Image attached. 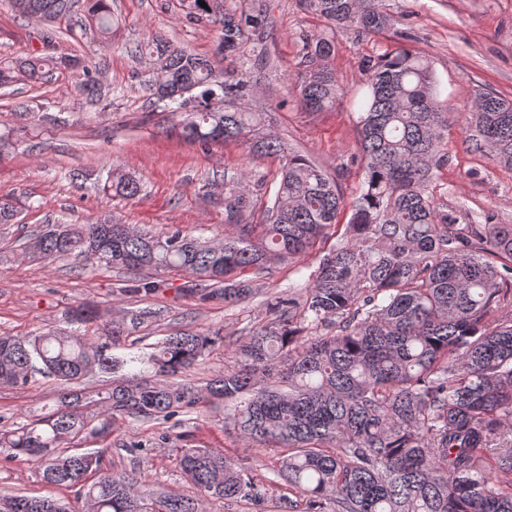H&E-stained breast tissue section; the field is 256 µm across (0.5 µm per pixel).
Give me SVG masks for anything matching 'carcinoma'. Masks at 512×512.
Returning <instances> with one entry per match:
<instances>
[{
  "mask_svg": "<svg viewBox=\"0 0 512 512\" xmlns=\"http://www.w3.org/2000/svg\"><path fill=\"white\" fill-rule=\"evenodd\" d=\"M112 0H85L89 30L107 39ZM194 0L186 18L218 31L217 51L237 68L154 36L138 44L153 78L155 102L182 112L178 134L191 144L240 141L261 154L285 152L259 135L263 113L247 101L266 61L270 0ZM333 27L380 32L389 25L375 0H298ZM78 0H13L30 20L70 15ZM309 70L299 91L308 112H322L345 93L328 60L335 44L304 34ZM254 44L255 55L241 48ZM54 63L30 56L0 68V87L35 82ZM418 53L397 48L366 66L358 100V158L363 186L350 202L345 237L324 255L303 291L267 303L273 318L234 349L235 363L205 388L178 381L204 360L219 333L184 329L149 356L150 380H112L93 395L79 385L139 357L112 355L121 339L153 316L148 308L112 322L106 338L77 330L0 336V385L23 387L37 374L65 387L57 408L11 427L0 448L37 465L41 480L75 488L87 512H199L198 500L112 472L107 449L81 443L105 438L118 420L167 422L209 403L236 402L233 425L259 446L287 450L277 477L298 490L286 512H512V224H459L427 187L448 164L440 130L448 113ZM468 140L512 164V101L479 96ZM244 171L224 173V237L200 239L176 229L154 235L106 212L87 224H51L29 239L45 260L80 257L90 266L182 270L192 287L233 304L248 299L253 278L276 262L311 254L336 226L345 199L336 180L298 156H284L265 223L250 224ZM107 200L133 199L139 180L113 170ZM180 466L213 499L264 503L263 483L243 477L221 450L184 449ZM0 512H71L52 496L0 494Z\"/></svg>",
  "mask_w": 512,
  "mask_h": 512,
  "instance_id": "1",
  "label": "carcinoma"
}]
</instances>
